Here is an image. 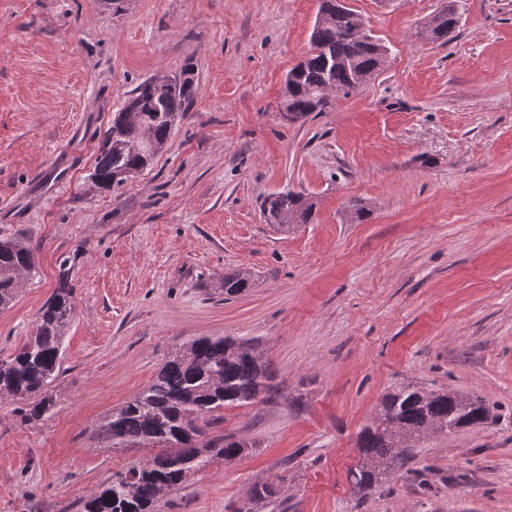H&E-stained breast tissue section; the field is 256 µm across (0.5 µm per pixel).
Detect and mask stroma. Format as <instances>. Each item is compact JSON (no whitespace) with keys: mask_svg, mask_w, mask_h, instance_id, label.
<instances>
[{"mask_svg":"<svg viewBox=\"0 0 512 512\" xmlns=\"http://www.w3.org/2000/svg\"><path fill=\"white\" fill-rule=\"evenodd\" d=\"M348 5L388 46L385 70L289 122L285 75L319 0H0V241L36 264L0 311V356L64 260L75 301L54 406L29 420L0 402V512H81L149 457L94 430L198 336L258 339L280 395L225 409L211 435L258 450L194 473L159 512H234L265 482L282 512H512V0H459L444 44L416 36L441 0ZM188 64L197 94L163 151L93 191L113 112ZM282 191L315 201L312 223L264 222ZM233 270L253 286L226 300ZM409 381L482 398L491 418L426 439L413 474L358 499V436Z\"/></svg>","mask_w":512,"mask_h":512,"instance_id":"stroma-1","label":"stroma"}]
</instances>
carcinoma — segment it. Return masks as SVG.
I'll return each mask as SVG.
<instances>
[{"mask_svg": "<svg viewBox=\"0 0 512 512\" xmlns=\"http://www.w3.org/2000/svg\"><path fill=\"white\" fill-rule=\"evenodd\" d=\"M457 0H448L429 40L448 42L459 25ZM361 17L351 8L337 10L336 0H320L309 36V49L285 78L281 105L304 117L327 112L336 99L365 86L385 64L388 48L372 34L355 32ZM193 71L150 77L129 92L123 107L104 130L89 180L96 191H109L148 168L167 143L176 122L196 96ZM315 203L301 193L265 196L261 214L268 224L310 223ZM32 250L23 240L0 241V310L11 307L34 274ZM69 269L62 268L53 296L41 308L34 332L7 358H0V401L28 404L26 416L42 417L53 404L49 389L58 376L64 337L75 311ZM248 273L224 274L218 293L224 299L248 291ZM279 395L264 350L256 339L200 336L167 353L154 378L98 426L104 448H157L159 452L112 479L82 512H157L194 472L216 458L234 462L255 448L234 435L207 439L226 408L253 404L259 396ZM490 417L483 400L445 388L426 389L412 382L386 393L371 423L359 434L360 464L351 471L354 494L363 499L412 460V451L432 435H451L479 426ZM278 501L271 483L257 485L236 512H267Z\"/></svg>", "mask_w": 512, "mask_h": 512, "instance_id": "1", "label": "carcinoma"}]
</instances>
